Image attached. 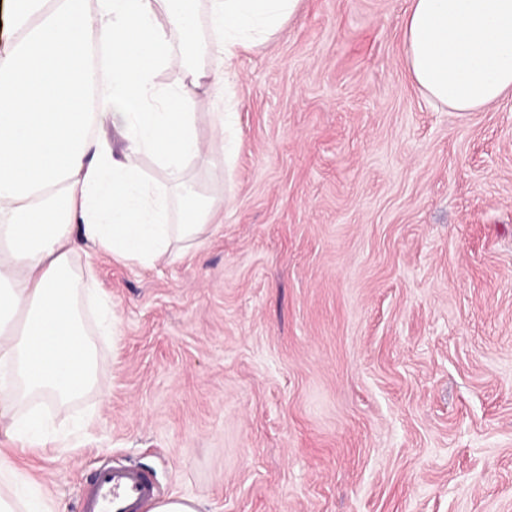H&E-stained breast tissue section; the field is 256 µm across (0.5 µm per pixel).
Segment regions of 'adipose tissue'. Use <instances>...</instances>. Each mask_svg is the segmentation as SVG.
I'll use <instances>...</instances> for the list:
<instances>
[{
  "label": "adipose tissue",
  "mask_w": 512,
  "mask_h": 512,
  "mask_svg": "<svg viewBox=\"0 0 512 512\" xmlns=\"http://www.w3.org/2000/svg\"><path fill=\"white\" fill-rule=\"evenodd\" d=\"M13 2L15 41L0 57V434L25 448L46 434L42 407L97 388V341L117 328L77 251L150 266L206 231L220 200L181 191L196 162L238 148L225 136L228 78L207 63L269 41L298 0H208L203 15L195 0ZM404 43L436 104L472 112L512 90V0H411ZM160 69L180 71L182 85L160 87ZM204 78L216 108L207 143L194 93ZM146 157L161 179L144 173ZM24 483L0 454V512H51Z\"/></svg>",
  "instance_id": "ef3b65f1"
}]
</instances>
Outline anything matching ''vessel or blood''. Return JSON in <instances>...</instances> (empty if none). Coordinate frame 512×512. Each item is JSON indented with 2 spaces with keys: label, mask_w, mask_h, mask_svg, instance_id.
I'll return each mask as SVG.
<instances>
[{
  "label": "vessel or blood",
  "mask_w": 512,
  "mask_h": 512,
  "mask_svg": "<svg viewBox=\"0 0 512 512\" xmlns=\"http://www.w3.org/2000/svg\"><path fill=\"white\" fill-rule=\"evenodd\" d=\"M154 493L151 478L142 470L131 465L102 466L94 471L79 512H140Z\"/></svg>",
  "instance_id": "vessel-or-blood-1"
}]
</instances>
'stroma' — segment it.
Wrapping results in <instances>:
<instances>
[{
	"instance_id": "35a3bbf8",
	"label": "stroma",
	"mask_w": 512,
	"mask_h": 512,
	"mask_svg": "<svg viewBox=\"0 0 512 512\" xmlns=\"http://www.w3.org/2000/svg\"><path fill=\"white\" fill-rule=\"evenodd\" d=\"M411 0H299L228 69L239 149L199 247L97 252L100 389L11 450L53 512L107 462L204 512H512V94L431 104Z\"/></svg>"
}]
</instances>
